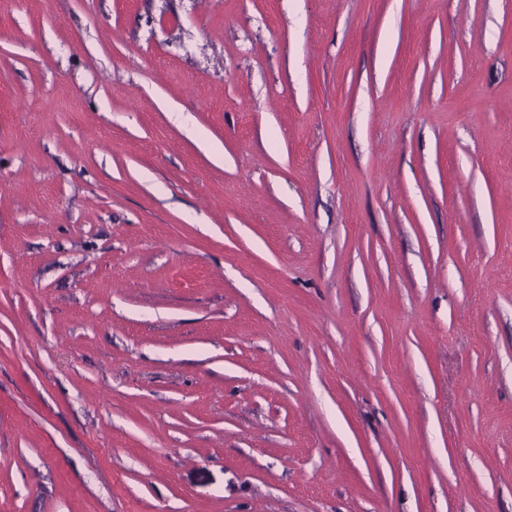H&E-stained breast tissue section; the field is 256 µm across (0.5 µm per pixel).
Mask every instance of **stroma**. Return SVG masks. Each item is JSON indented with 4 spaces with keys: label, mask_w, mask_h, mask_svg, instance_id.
I'll use <instances>...</instances> for the list:
<instances>
[{
    "label": "stroma",
    "mask_w": 512,
    "mask_h": 512,
    "mask_svg": "<svg viewBox=\"0 0 512 512\" xmlns=\"http://www.w3.org/2000/svg\"><path fill=\"white\" fill-rule=\"evenodd\" d=\"M0 512H512V0H0Z\"/></svg>",
    "instance_id": "1"
}]
</instances>
